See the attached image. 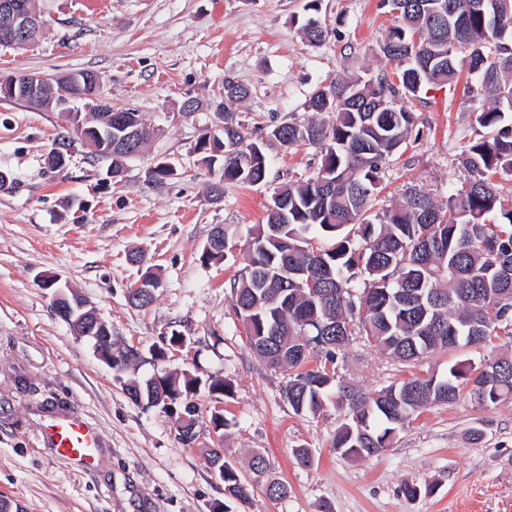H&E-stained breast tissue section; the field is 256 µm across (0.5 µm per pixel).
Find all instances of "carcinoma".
Returning a JSON list of instances; mask_svg holds the SVG:
<instances>
[{"label":"carcinoma","instance_id":"cac0c4a2","mask_svg":"<svg viewBox=\"0 0 512 512\" xmlns=\"http://www.w3.org/2000/svg\"><path fill=\"white\" fill-rule=\"evenodd\" d=\"M474 0H380L395 24L381 52L396 65L373 81L359 78L332 82L313 90L307 108L328 113L324 122L290 121L275 126L259 142L251 141L232 105L249 96V88L224 79L216 112L219 132L196 143L201 161L212 167L223 158L222 174L211 188L214 200L228 185L267 183L270 151L306 145L319 149L321 160L304 181L274 189L278 200L268 206L267 220L248 240L247 263L229 281L232 307L247 333V343L271 368L288 372L284 396L296 414H315L330 402L348 409L333 441L336 453L375 457L391 447L413 416L461 397L462 387L478 404L492 406L512 397V355H496L479 364L461 360L445 376H411L374 392L335 379L336 360L345 346L365 339L381 353L402 363L454 350L460 337L472 336L477 347L512 336V195L501 182L512 179V0H492L504 21L494 34ZM307 41L324 44L333 30L317 17L303 25ZM420 40L413 41L414 34ZM446 54L419 85L410 71L426 58ZM477 74L480 88L471 92L475 121L484 134L462 158L466 171L460 186L448 191L444 204L415 185L401 201L373 210L383 166L406 143L415 113L397 106L426 86L449 84L462 71ZM71 102L100 95V85L70 86ZM33 109L57 108L45 99L32 103L3 92L0 102ZM131 109L102 98L84 126L95 155L102 157L123 129L108 121ZM48 152L70 147L78 137L72 126ZM288 268V286L281 271ZM325 336L316 367L295 357L306 341ZM123 386L141 395L150 408L168 412L167 400L186 402L194 419L200 393L232 395L231 383L185 370L159 381L127 378ZM203 455L224 483V497L247 503L252 485L225 458L222 448Z\"/></svg>","mask_w":512,"mask_h":512}]
</instances>
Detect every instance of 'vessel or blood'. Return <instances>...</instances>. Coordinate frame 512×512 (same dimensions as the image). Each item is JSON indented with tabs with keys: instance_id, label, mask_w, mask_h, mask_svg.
Instances as JSON below:
<instances>
[{
	"instance_id": "vessel-or-blood-1",
	"label": "vessel or blood",
	"mask_w": 512,
	"mask_h": 512,
	"mask_svg": "<svg viewBox=\"0 0 512 512\" xmlns=\"http://www.w3.org/2000/svg\"><path fill=\"white\" fill-rule=\"evenodd\" d=\"M44 441L64 460L81 462L93 469L99 460L101 435L78 415H49L42 428Z\"/></svg>"
}]
</instances>
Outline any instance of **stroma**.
<instances>
[{"label":"stroma","mask_w":512,"mask_h":512,"mask_svg":"<svg viewBox=\"0 0 512 512\" xmlns=\"http://www.w3.org/2000/svg\"><path fill=\"white\" fill-rule=\"evenodd\" d=\"M306 3L38 0L46 19L40 39L0 47L2 75L101 74L113 105L139 112L151 131L119 180L83 145L59 172L47 163L63 131L58 112L0 103V170L14 177L0 189V495L25 512H213L224 484L201 451L217 447L254 487L236 512H512V399L485 408L461 396L414 416L381 456L347 459L333 448L345 411L328 405L294 414L282 393L286 372L249 348L233 313L229 281L246 263L250 233L264 223L274 189L307 179L318 152H280L266 185H229L212 201L209 186L220 172L208 170L194 147L219 123L213 101L225 78L249 87L236 113L257 140L310 118L315 87L395 69L380 50L394 24L380 0H317L318 17L334 32L320 47L302 34ZM467 85L478 88L477 76L407 101L416 122L384 168L376 208L391 207L409 185L447 202L463 179L461 157L482 132L464 103ZM189 99L195 111H184ZM163 160L178 174L159 185L149 172ZM219 224L235 235L227 260L207 265L201 250ZM149 271L161 280L153 303L130 306L128 292ZM43 273L89 299L127 345L146 352L162 337L186 336L185 349L139 374L189 369L231 382L222 437L205 412L194 446H186L169 415L134 404L91 342L56 316L50 291L38 285ZM478 357L466 346L404 364L356 339L339 353L336 371L374 391ZM49 410L80 414L98 428L104 447L94 471L59 460L44 444ZM297 448L310 450L312 466L296 463ZM256 454L267 461L260 473L250 467ZM273 480L287 486V497L265 496ZM407 483L424 494L405 498Z\"/></svg>","instance_id":"1"}]
</instances>
